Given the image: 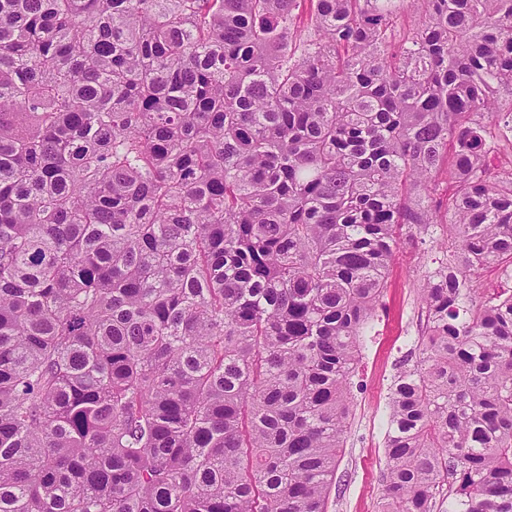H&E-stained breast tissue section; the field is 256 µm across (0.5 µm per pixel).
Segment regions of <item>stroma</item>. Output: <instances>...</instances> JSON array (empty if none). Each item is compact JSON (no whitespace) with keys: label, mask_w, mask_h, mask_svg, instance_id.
Masks as SVG:
<instances>
[{"label":"stroma","mask_w":512,"mask_h":512,"mask_svg":"<svg viewBox=\"0 0 512 512\" xmlns=\"http://www.w3.org/2000/svg\"><path fill=\"white\" fill-rule=\"evenodd\" d=\"M437 252L432 242L403 244L391 268L354 378L350 428L336 468L339 489L330 495L328 512H380L389 388L398 361L417 345L423 317L419 280Z\"/></svg>","instance_id":"stroma-1"}]
</instances>
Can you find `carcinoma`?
<instances>
[{"label":"carcinoma","mask_w":512,"mask_h":512,"mask_svg":"<svg viewBox=\"0 0 512 512\" xmlns=\"http://www.w3.org/2000/svg\"><path fill=\"white\" fill-rule=\"evenodd\" d=\"M503 114L512 0H0V512H327L439 226L381 512H512V288L474 287L512 278ZM437 252L435 242L405 243L391 268L388 288L365 337L364 358L353 378L354 386H361L353 389L350 428L336 468L339 492L332 489L327 512L380 511L389 388L402 356L410 351L413 360L419 356L416 345L423 317L419 280L427 268L437 266L431 261L440 256Z\"/></svg>","instance_id":"obj_1"}]
</instances>
